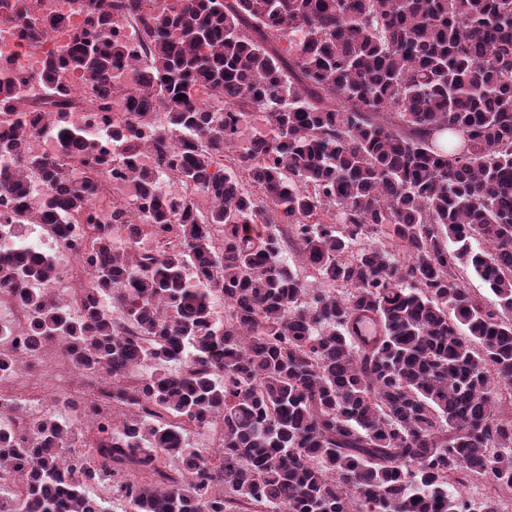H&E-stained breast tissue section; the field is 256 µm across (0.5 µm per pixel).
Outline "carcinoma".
<instances>
[{
    "mask_svg": "<svg viewBox=\"0 0 512 512\" xmlns=\"http://www.w3.org/2000/svg\"><path fill=\"white\" fill-rule=\"evenodd\" d=\"M42 9L0 10L34 53L67 28L36 75L0 69V158L16 163L0 167V206L17 225L88 227L85 314L32 293L56 267L17 246L0 256V289L32 311L19 336L29 359L65 341L131 413L88 435L56 416L22 436L0 429V483L26 474L11 512H104L94 482L128 512H472L451 491L471 476L491 480L480 512H500L512 489V417L494 409L512 385V0H81L78 25ZM253 112L270 132L241 148ZM438 131L462 141L445 150ZM37 136L86 170L34 153ZM226 151L235 170L211 172ZM144 152L155 165L136 164ZM102 173L132 184L158 250L113 251ZM163 175L186 194L157 195ZM35 179L46 192L31 210ZM383 225L403 258L360 246ZM290 240L323 287L288 265ZM463 260L498 306L457 282ZM367 317L381 327L372 340L358 335ZM129 365L147 369L132 386ZM216 417L223 448L205 465L186 435ZM79 439L96 464L68 448Z\"/></svg>",
    "mask_w": 512,
    "mask_h": 512,
    "instance_id": "carcinoma-1",
    "label": "carcinoma"
}]
</instances>
